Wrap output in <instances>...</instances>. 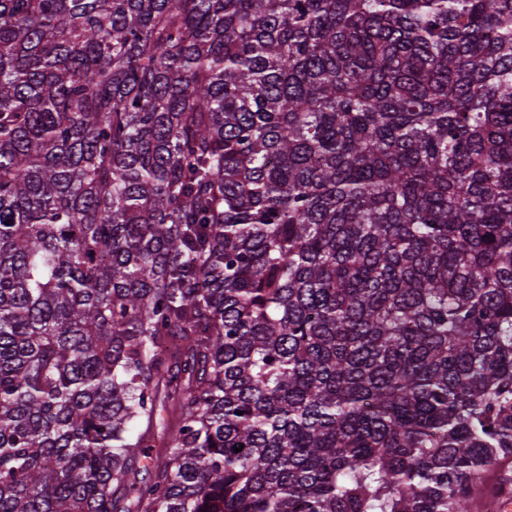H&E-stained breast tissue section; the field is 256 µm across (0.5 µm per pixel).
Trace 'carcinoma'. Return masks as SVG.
<instances>
[{"label":"carcinoma","mask_w":512,"mask_h":512,"mask_svg":"<svg viewBox=\"0 0 512 512\" xmlns=\"http://www.w3.org/2000/svg\"><path fill=\"white\" fill-rule=\"evenodd\" d=\"M511 459L512 0H0V512H499Z\"/></svg>","instance_id":"obj_1"}]
</instances>
